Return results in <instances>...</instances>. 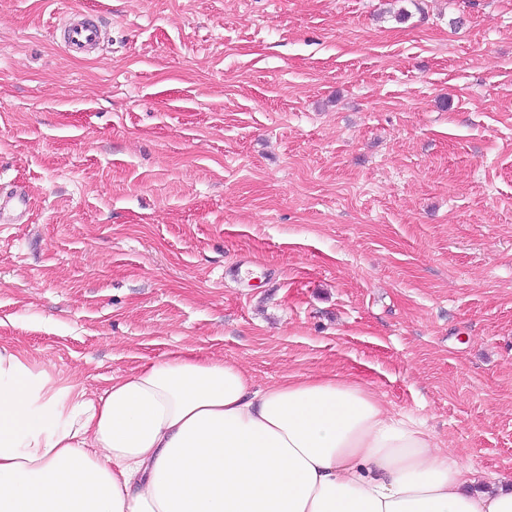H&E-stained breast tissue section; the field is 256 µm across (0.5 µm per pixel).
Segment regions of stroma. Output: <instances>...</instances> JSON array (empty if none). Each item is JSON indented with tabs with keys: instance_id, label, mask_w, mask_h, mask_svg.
Wrapping results in <instances>:
<instances>
[{
	"instance_id": "obj_1",
	"label": "stroma",
	"mask_w": 512,
	"mask_h": 512,
	"mask_svg": "<svg viewBox=\"0 0 512 512\" xmlns=\"http://www.w3.org/2000/svg\"><path fill=\"white\" fill-rule=\"evenodd\" d=\"M16 189L0 343L53 377L360 381L512 478V0H0ZM101 31L90 21L70 18L53 26L52 36L59 35L61 47L71 54H86L98 45Z\"/></svg>"
}]
</instances>
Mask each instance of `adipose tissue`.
<instances>
[{"instance_id":"1","label":"adipose tissue","mask_w":512,"mask_h":512,"mask_svg":"<svg viewBox=\"0 0 512 512\" xmlns=\"http://www.w3.org/2000/svg\"><path fill=\"white\" fill-rule=\"evenodd\" d=\"M367 385L185 352L63 384L0 345V512H512Z\"/></svg>"}]
</instances>
